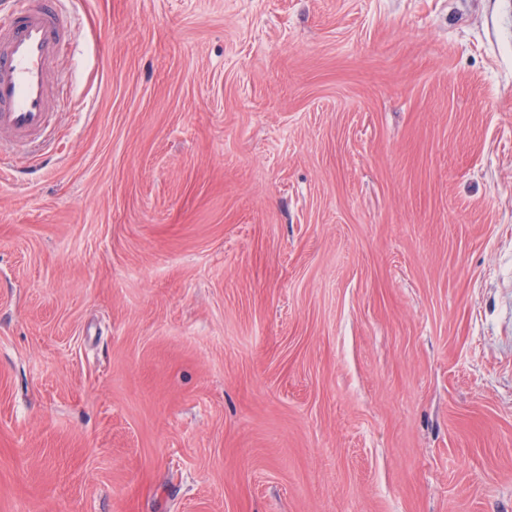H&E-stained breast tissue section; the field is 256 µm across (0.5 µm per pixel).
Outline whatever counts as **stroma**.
<instances>
[{
  "label": "stroma",
  "mask_w": 512,
  "mask_h": 512,
  "mask_svg": "<svg viewBox=\"0 0 512 512\" xmlns=\"http://www.w3.org/2000/svg\"><path fill=\"white\" fill-rule=\"evenodd\" d=\"M59 8L0 512H512L502 0Z\"/></svg>",
  "instance_id": "obj_1"
}]
</instances>
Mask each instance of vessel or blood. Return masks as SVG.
<instances>
[{
    "mask_svg": "<svg viewBox=\"0 0 512 512\" xmlns=\"http://www.w3.org/2000/svg\"><path fill=\"white\" fill-rule=\"evenodd\" d=\"M66 34L53 0H17L0 24V148L43 143L53 116L48 71Z\"/></svg>",
    "mask_w": 512,
    "mask_h": 512,
    "instance_id": "b4317fda",
    "label": "vessel or blood"
}]
</instances>
